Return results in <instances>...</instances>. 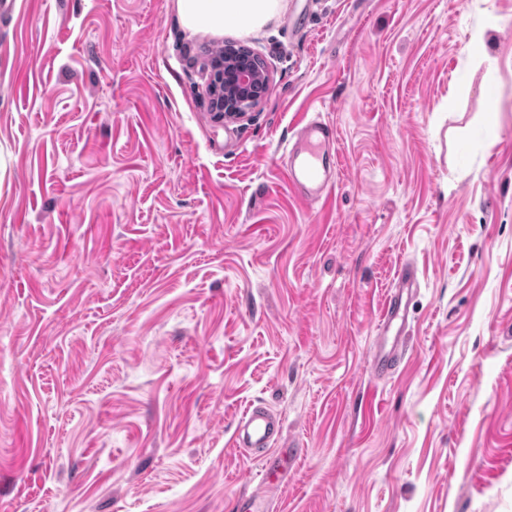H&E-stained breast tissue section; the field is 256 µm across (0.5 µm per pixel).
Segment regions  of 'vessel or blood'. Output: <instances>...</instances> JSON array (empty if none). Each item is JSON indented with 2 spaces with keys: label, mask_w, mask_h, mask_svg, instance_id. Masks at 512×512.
I'll return each mask as SVG.
<instances>
[{
  "label": "vessel or blood",
  "mask_w": 512,
  "mask_h": 512,
  "mask_svg": "<svg viewBox=\"0 0 512 512\" xmlns=\"http://www.w3.org/2000/svg\"><path fill=\"white\" fill-rule=\"evenodd\" d=\"M335 140L333 125L314 118L301 125L284 145L289 187L306 205L323 204L330 197L334 185ZM416 288L414 269L401 265L385 298L372 346L371 365L376 375L393 373L405 354L408 300ZM282 427L281 420L267 407L252 405L239 418L233 434L238 447L257 449L260 474L269 486L283 482L293 456L292 449L274 445Z\"/></svg>",
  "instance_id": "vessel-or-blood-1"
}]
</instances>
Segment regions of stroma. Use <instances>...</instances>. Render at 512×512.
I'll list each match as a JSON object with an SVG mask.
<instances>
[{
	"label": "stroma",
	"instance_id": "obj_1",
	"mask_svg": "<svg viewBox=\"0 0 512 512\" xmlns=\"http://www.w3.org/2000/svg\"><path fill=\"white\" fill-rule=\"evenodd\" d=\"M6 2L0 512H235L253 403L299 450L269 512H512V0H286L238 38L271 76L238 121L176 0ZM314 111L322 208L280 162ZM416 288L414 269L406 263L401 265L385 298L372 346L371 365L377 376L393 373L405 354L403 336L408 326V300Z\"/></svg>",
	"mask_w": 512,
	"mask_h": 512
}]
</instances>
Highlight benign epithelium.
<instances>
[{
    "mask_svg": "<svg viewBox=\"0 0 512 512\" xmlns=\"http://www.w3.org/2000/svg\"><path fill=\"white\" fill-rule=\"evenodd\" d=\"M270 77L262 63L236 51L224 55L220 73L208 87V94L224 105V118L238 120L249 114L268 93Z\"/></svg>",
    "mask_w": 512,
    "mask_h": 512,
    "instance_id": "7a95c632",
    "label": "benign epithelium"
}]
</instances>
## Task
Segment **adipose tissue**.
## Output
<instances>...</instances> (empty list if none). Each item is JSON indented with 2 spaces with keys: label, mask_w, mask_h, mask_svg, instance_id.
<instances>
[{
  "label": "adipose tissue",
  "mask_w": 512,
  "mask_h": 512,
  "mask_svg": "<svg viewBox=\"0 0 512 512\" xmlns=\"http://www.w3.org/2000/svg\"><path fill=\"white\" fill-rule=\"evenodd\" d=\"M185 28L194 33H249L280 15L285 0H176Z\"/></svg>",
  "instance_id": "ef3b65f1"
}]
</instances>
